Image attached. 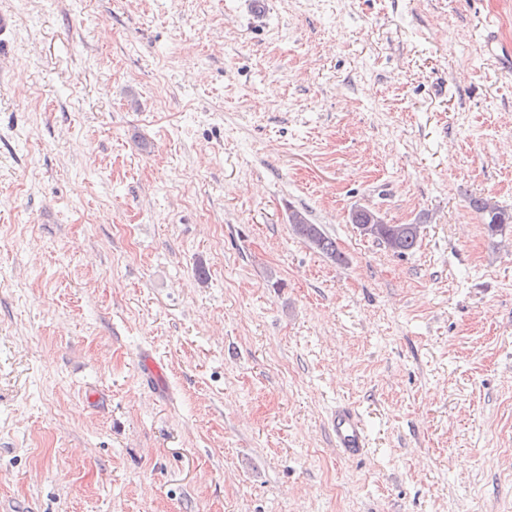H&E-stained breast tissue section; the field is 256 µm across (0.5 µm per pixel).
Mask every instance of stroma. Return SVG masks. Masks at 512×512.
<instances>
[{
    "label": "stroma",
    "instance_id": "1",
    "mask_svg": "<svg viewBox=\"0 0 512 512\" xmlns=\"http://www.w3.org/2000/svg\"><path fill=\"white\" fill-rule=\"evenodd\" d=\"M1 13L0 512H512V0ZM488 198H476L473 200V207L483 216L487 230L491 235L501 233L509 224H512V211L508 208L494 204L489 208ZM350 220L352 224H358V230L365 237H374L378 233L379 224L381 227V239L375 240L379 244L387 245L392 242L393 234L398 235L393 252L399 256L406 255L414 251L418 245L420 237V225L416 224L418 236L413 233L400 231L401 224H387L375 210L369 207H358L351 212ZM293 233L307 242L317 252L336 262H344L346 257L336 246V241L329 237L318 224H312L305 214L292 211L288 217ZM330 428L335 447L345 456L355 457L368 446L365 426L357 412L347 405L336 406Z\"/></svg>",
    "mask_w": 512,
    "mask_h": 512
}]
</instances>
